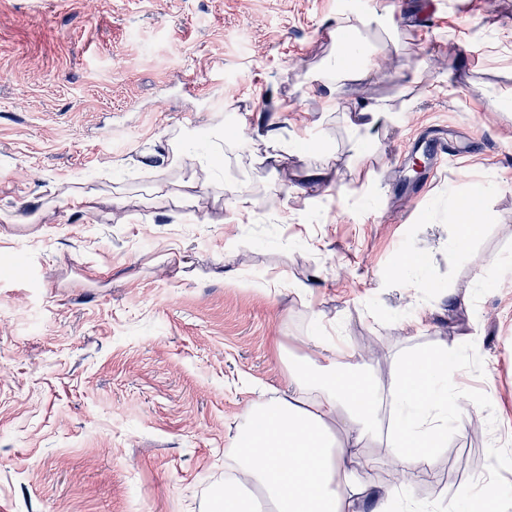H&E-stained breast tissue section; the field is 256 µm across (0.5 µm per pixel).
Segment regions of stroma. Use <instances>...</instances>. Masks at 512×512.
<instances>
[{"label":"stroma","instance_id":"obj_1","mask_svg":"<svg viewBox=\"0 0 512 512\" xmlns=\"http://www.w3.org/2000/svg\"><path fill=\"white\" fill-rule=\"evenodd\" d=\"M396 2L394 73L329 108L310 78L351 0H0V210L20 218L0 223L20 265L0 272V512H222L236 425L328 324L386 382L477 337L455 388L483 419L449 425L412 495L461 512L489 474L512 499V0ZM361 92L396 110L366 153ZM228 123L244 136L191 205L156 193L190 174L175 147ZM263 124L296 145L275 168L249 159ZM435 125L479 150L427 178L412 147ZM324 163L333 181L308 178ZM478 182L459 250L451 206Z\"/></svg>","mask_w":512,"mask_h":512}]
</instances>
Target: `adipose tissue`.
<instances>
[{
    "label": "adipose tissue",
    "mask_w": 512,
    "mask_h": 512,
    "mask_svg": "<svg viewBox=\"0 0 512 512\" xmlns=\"http://www.w3.org/2000/svg\"><path fill=\"white\" fill-rule=\"evenodd\" d=\"M396 6L370 14L342 15L336 27V58L315 80L330 94L375 77L385 47L363 41L361 27L396 29ZM393 117L381 99L352 108L361 149ZM479 348L469 337L454 357L415 350L393 363L390 383L378 369L332 336H312L305 355L288 360L282 395L254 406L234 436V455L224 471V512H447L443 504L416 502L411 488L430 476L448 425L461 416L481 418L477 403L462 405L454 388L457 365ZM386 429L403 477L399 484L368 489L348 465L357 448Z\"/></svg>",
    "instance_id": "adipose-tissue-1"
}]
</instances>
